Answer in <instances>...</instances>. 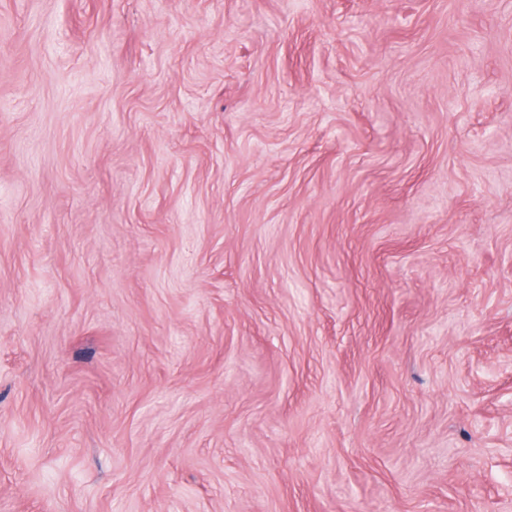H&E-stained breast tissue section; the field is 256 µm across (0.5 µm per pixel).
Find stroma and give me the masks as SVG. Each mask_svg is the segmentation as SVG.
I'll return each mask as SVG.
<instances>
[{
  "instance_id": "35a3bbf8",
  "label": "stroma",
  "mask_w": 512,
  "mask_h": 512,
  "mask_svg": "<svg viewBox=\"0 0 512 512\" xmlns=\"http://www.w3.org/2000/svg\"><path fill=\"white\" fill-rule=\"evenodd\" d=\"M0 512H512V0H0Z\"/></svg>"
}]
</instances>
